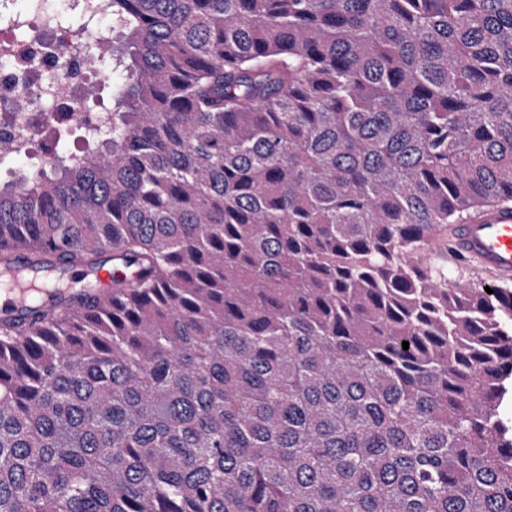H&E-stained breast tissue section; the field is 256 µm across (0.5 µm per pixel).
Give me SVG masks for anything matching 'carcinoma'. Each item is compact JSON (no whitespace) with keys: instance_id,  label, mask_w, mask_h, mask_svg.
Returning a JSON list of instances; mask_svg holds the SVG:
<instances>
[{"instance_id":"1","label":"carcinoma","mask_w":512,"mask_h":512,"mask_svg":"<svg viewBox=\"0 0 512 512\" xmlns=\"http://www.w3.org/2000/svg\"><path fill=\"white\" fill-rule=\"evenodd\" d=\"M112 118L0 244L132 274L0 320V512H512V0H112ZM409 349H402V342ZM450 242L455 254L474 262L492 281L472 264L451 261L443 246L432 244L427 258L448 266L450 277L461 276L464 281L486 286L512 281V204L481 207L464 224H459ZM508 285L512 286V282Z\"/></svg>"}]
</instances>
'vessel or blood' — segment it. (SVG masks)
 <instances>
[{"mask_svg": "<svg viewBox=\"0 0 512 512\" xmlns=\"http://www.w3.org/2000/svg\"><path fill=\"white\" fill-rule=\"evenodd\" d=\"M451 248L463 259L472 261L492 281H512V204H488L459 225L451 239ZM21 277L0 286V318L21 320L32 307V292L49 293L56 283L50 274L36 267L21 266ZM96 282L98 296L108 298L115 286L111 266L95 273L79 268L66 271L65 282L74 285L87 279Z\"/></svg>", "mask_w": 512, "mask_h": 512, "instance_id": "vessel-or-blood-1", "label": "vessel or blood"}]
</instances>
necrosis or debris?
<instances>
[{
    "instance_id": "1",
    "label": "necrosis or debris",
    "mask_w": 512,
    "mask_h": 512,
    "mask_svg": "<svg viewBox=\"0 0 512 512\" xmlns=\"http://www.w3.org/2000/svg\"><path fill=\"white\" fill-rule=\"evenodd\" d=\"M93 20L89 32L60 22L61 6ZM112 43V0H0V138H12L17 159L52 161L49 133L74 131L71 159H85L83 142L102 136L106 112L87 108L105 73L91 63L93 49Z\"/></svg>"
}]
</instances>
